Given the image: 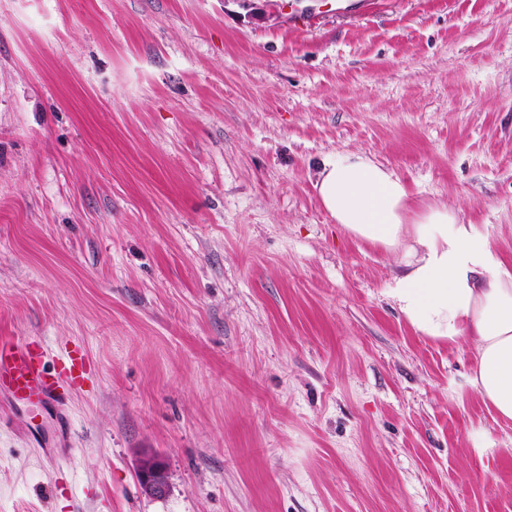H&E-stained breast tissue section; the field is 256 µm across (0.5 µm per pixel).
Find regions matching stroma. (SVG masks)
I'll list each match as a JSON object with an SVG mask.
<instances>
[{
  "instance_id": "stroma-1",
  "label": "stroma",
  "mask_w": 512,
  "mask_h": 512,
  "mask_svg": "<svg viewBox=\"0 0 512 512\" xmlns=\"http://www.w3.org/2000/svg\"><path fill=\"white\" fill-rule=\"evenodd\" d=\"M347 152L512 267V0H0V337L84 360L0 392V512H512L471 347L313 189ZM137 477L143 493L150 498H161L169 490V475L163 459L156 454L139 460Z\"/></svg>"
}]
</instances>
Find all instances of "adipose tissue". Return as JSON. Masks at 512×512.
Listing matches in <instances>:
<instances>
[{
	"label": "adipose tissue",
	"mask_w": 512,
	"mask_h": 512,
	"mask_svg": "<svg viewBox=\"0 0 512 512\" xmlns=\"http://www.w3.org/2000/svg\"><path fill=\"white\" fill-rule=\"evenodd\" d=\"M314 188L353 239L396 256L389 294L407 324L471 345L472 388L496 422H512V268L489 239L452 208L413 211L397 172L359 153L325 160Z\"/></svg>",
	"instance_id": "obj_1"
}]
</instances>
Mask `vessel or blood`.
Returning a JSON list of instances; mask_svg holds the SVG:
<instances>
[{"label": "vessel or blood", "instance_id": "obj_1", "mask_svg": "<svg viewBox=\"0 0 512 512\" xmlns=\"http://www.w3.org/2000/svg\"><path fill=\"white\" fill-rule=\"evenodd\" d=\"M42 347L25 341L0 338V390L15 394H41L58 401L63 387L78 389L80 375L74 357H66L59 371L45 367Z\"/></svg>", "mask_w": 512, "mask_h": 512}]
</instances>
